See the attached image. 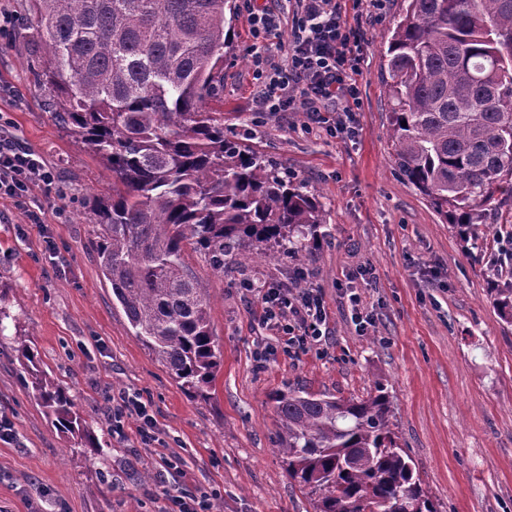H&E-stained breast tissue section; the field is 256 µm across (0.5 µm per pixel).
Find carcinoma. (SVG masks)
Listing matches in <instances>:
<instances>
[{"mask_svg": "<svg viewBox=\"0 0 512 512\" xmlns=\"http://www.w3.org/2000/svg\"><path fill=\"white\" fill-rule=\"evenodd\" d=\"M52 115L112 171L94 207L92 252L134 336L193 399L222 353L207 285L216 273L298 257L324 223L316 196L224 137L225 27L232 0H28ZM385 52L389 137L401 174L465 241L512 201V0H406ZM490 296L512 323V282ZM17 352L47 416L98 447L73 400ZM288 478L315 512H437L393 431L383 383L365 397L268 395Z\"/></svg>", "mask_w": 512, "mask_h": 512, "instance_id": "1", "label": "carcinoma"}]
</instances>
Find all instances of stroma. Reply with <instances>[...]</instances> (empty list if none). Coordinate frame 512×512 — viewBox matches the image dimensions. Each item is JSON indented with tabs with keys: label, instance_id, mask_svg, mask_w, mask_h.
<instances>
[{
	"label": "stroma",
	"instance_id": "35a3bbf8",
	"mask_svg": "<svg viewBox=\"0 0 512 512\" xmlns=\"http://www.w3.org/2000/svg\"><path fill=\"white\" fill-rule=\"evenodd\" d=\"M280 18L277 36L255 40L237 0L224 47V134L275 161L316 194L326 237L301 259L280 255L215 273L194 252L185 260L209 288L214 339L223 352L210 401L190 400L131 334L90 248V205L112 190V174L58 128L50 91L32 67L27 0H0L23 24L0 37V135L36 154L52 184L32 189L31 207L0 197V512H166L168 494L207 496L210 512H314L279 456L270 392L304 388L363 397L382 381L394 397V430L438 512H512V323L490 299L491 272H512L499 239L512 223L483 228L485 246L463 242L399 173L389 139L391 102L384 54L403 0L382 18L337 0L361 34V106L354 136L306 130L300 112H257L251 55L279 56L291 0H257ZM304 272L329 317L326 344L275 352L259 327L256 288L293 284ZM373 327L356 331L349 293ZM34 343L40 366L73 399L94 432L93 451L71 447L24 385L14 339ZM145 406L156 427L121 397Z\"/></svg>",
	"mask_w": 512,
	"mask_h": 512
}]
</instances>
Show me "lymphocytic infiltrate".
<instances>
[{
  "mask_svg": "<svg viewBox=\"0 0 512 512\" xmlns=\"http://www.w3.org/2000/svg\"><path fill=\"white\" fill-rule=\"evenodd\" d=\"M360 34L336 0H294L291 39L279 59L255 53L251 65L258 82L261 112L304 113L309 124L351 135L340 113L359 109ZM51 175L31 153L0 137V195L26 197L36 182ZM259 324L272 331L282 350L300 353L328 338L327 311L319 289L298 291L271 286L256 291Z\"/></svg>",
  "mask_w": 512,
  "mask_h": 512,
  "instance_id": "f902f5d3",
  "label": "lymphocytic infiltrate"
}]
</instances>
